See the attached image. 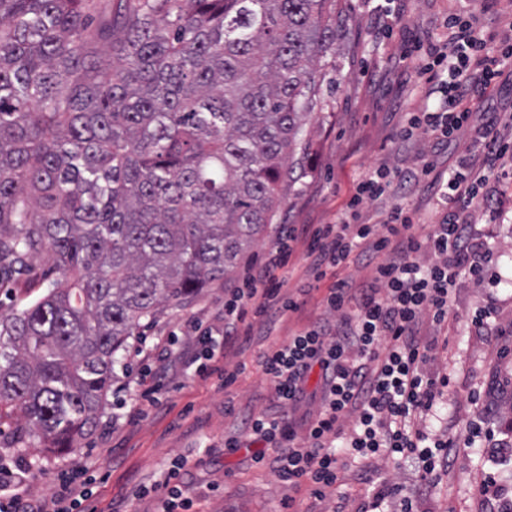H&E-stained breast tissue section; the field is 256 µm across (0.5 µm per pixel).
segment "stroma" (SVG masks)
I'll use <instances>...</instances> for the list:
<instances>
[{
	"label": "stroma",
	"instance_id": "obj_1",
	"mask_svg": "<svg viewBox=\"0 0 512 512\" xmlns=\"http://www.w3.org/2000/svg\"><path fill=\"white\" fill-rule=\"evenodd\" d=\"M344 2V38L336 59L325 62L321 99L303 130L308 141L304 178L287 188L272 224L224 280L192 299L161 306L153 320L134 330L115 365L96 428L78 439L73 451L46 453L30 430L17 434L11 427L0 428V455L22 459L30 467L21 488L25 497H50L61 471L80 466L95 476L89 497L94 512H153L155 497H139V490L181 460L196 512H280L287 485L269 469L255 466L251 449L226 450L224 439L241 432L248 416L276 413L260 356L325 317L324 292L305 296L300 312L292 316L255 321L250 343L224 354L227 367L239 372L228 387L218 376L202 377L183 365L180 356L192 345L190 323L219 324L225 290L237 286L247 265L264 259L279 225L333 222L354 182L377 168L388 167L401 178L385 198L362 205L360 221L379 224L392 209L405 207L416 214L415 235L424 236L447 213L429 184L447 179L473 136L465 130L435 151L425 135L408 142L399 138L407 114L429 104L413 44L443 36L442 21L459 9L458 0H396L399 18L389 32L380 28L365 0ZM430 158L435 161L430 175L409 180V171ZM488 193V199L472 204L471 220L488 250L489 269L502 281L480 286L459 277L450 302L448 344L435 350L429 365L431 373L448 377L449 384L426 427L433 435L465 434L474 416L473 399L491 398L495 437L507 444L512 442L507 426L512 392L498 393L497 386L512 380V361L498 358L501 343L494 327L512 321V179L490 181ZM491 296L497 299L496 315L483 334L471 333L472 318ZM154 385L159 391L151 404L141 393ZM491 457L488 442L479 440L460 452L450 475L424 477L412 467L391 463L380 466L372 485L351 479L341 490L350 497L349 512H360L373 484L387 478L409 491L427 485L418 512H475L478 472L490 467Z\"/></svg>",
	"mask_w": 512,
	"mask_h": 512
}]
</instances>
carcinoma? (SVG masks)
Segmentation results:
<instances>
[{"mask_svg":"<svg viewBox=\"0 0 512 512\" xmlns=\"http://www.w3.org/2000/svg\"><path fill=\"white\" fill-rule=\"evenodd\" d=\"M337 0H0V424L56 453L163 302L232 271L302 174Z\"/></svg>","mask_w":512,"mask_h":512,"instance_id":"carcinoma-1","label":"carcinoma"}]
</instances>
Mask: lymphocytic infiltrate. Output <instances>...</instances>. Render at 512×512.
Here are the masks:
<instances>
[{
	"label": "lymphocytic infiltrate",
	"instance_id": "obj_1",
	"mask_svg": "<svg viewBox=\"0 0 512 512\" xmlns=\"http://www.w3.org/2000/svg\"><path fill=\"white\" fill-rule=\"evenodd\" d=\"M444 25L445 41L417 47L421 69L434 78L432 90L442 93L443 105L436 112L410 113L401 131L406 140L422 132L437 146L455 141L464 128L476 133L484 171L473 174L467 159L439 183L437 193L448 206L442 223L422 238L413 232L414 212L404 208L394 209L384 228L359 223L361 206L391 187L390 170L377 169L354 183L333 223L300 229L283 226L266 261L225 294L222 326L192 327L194 350L188 366L204 376L223 375L225 384H232L236 372L222 365L226 346L247 340L253 318L283 316L300 307L298 297L286 294L287 281L279 274L297 239L306 243L317 283L353 256L377 257L367 287L353 288L338 280L328 288L323 303L334 314V323L301 329L263 354L261 367L273 383L282 414L250 416L244 422V437L224 440L230 450L247 440L259 444L252 457L255 465L270 469L293 493L308 488L317 502L341 481L342 456L409 461L424 474H438L448 472L461 448L494 436L483 408L461 439L433 440L420 426L423 413L433 408L448 384L447 378L427 369L437 342L422 339V326L439 329L447 323L460 275L478 285L496 283L465 212L482 196L488 172L512 160V140L494 124H474L472 107L474 100L489 99L505 69H512V21L485 32L476 12L469 10L449 14ZM315 369L321 372L317 409L295 418L294 410L308 398L306 386ZM183 469V462L175 461L162 474L159 486L164 495L157 512H194ZM27 473L21 463L0 468V512H81L90 494L89 478L64 474L53 497L29 500L19 492ZM477 501L480 512H512V478L489 470L478 486Z\"/></svg>",
	"mask_w": 512,
	"mask_h": 512
}]
</instances>
